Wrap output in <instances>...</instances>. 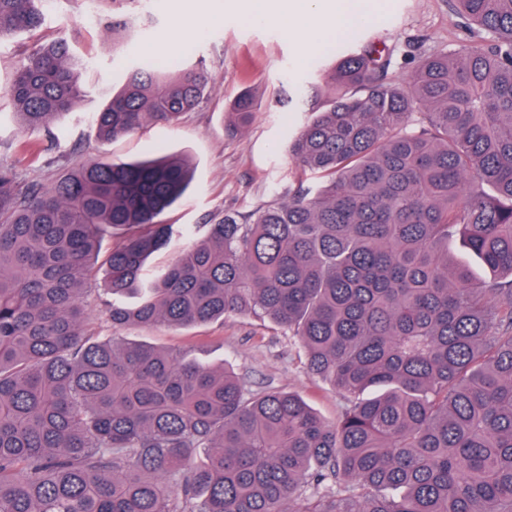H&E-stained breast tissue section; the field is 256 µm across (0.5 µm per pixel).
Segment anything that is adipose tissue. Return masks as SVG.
<instances>
[{
	"instance_id": "1",
	"label": "adipose tissue",
	"mask_w": 512,
	"mask_h": 512,
	"mask_svg": "<svg viewBox=\"0 0 512 512\" xmlns=\"http://www.w3.org/2000/svg\"><path fill=\"white\" fill-rule=\"evenodd\" d=\"M369 0H237L236 7L246 16L264 19L276 15L287 28L301 25L311 41L347 29L365 21L369 15Z\"/></svg>"
}]
</instances>
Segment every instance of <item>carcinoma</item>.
Listing matches in <instances>:
<instances>
[{
    "mask_svg": "<svg viewBox=\"0 0 512 512\" xmlns=\"http://www.w3.org/2000/svg\"><path fill=\"white\" fill-rule=\"evenodd\" d=\"M453 2L467 39L408 82L372 44L323 70L288 139L315 188L196 226L153 275L187 234L162 220L184 157L92 162L49 188L0 164V512H512V0ZM43 4L0 0V39L39 28ZM86 67L64 40L31 50L0 93L20 156L85 96ZM211 82L146 62L91 126H174ZM253 110L241 94L236 126ZM99 275L114 326L271 321L346 406L330 422L228 366L97 340L80 295Z\"/></svg>",
    "mask_w": 512,
    "mask_h": 512,
    "instance_id": "1",
    "label": "carcinoma"
}]
</instances>
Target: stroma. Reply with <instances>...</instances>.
Returning a JSON list of instances; mask_svg holds the SVG:
<instances>
[{
    "mask_svg": "<svg viewBox=\"0 0 512 512\" xmlns=\"http://www.w3.org/2000/svg\"><path fill=\"white\" fill-rule=\"evenodd\" d=\"M376 2L372 22L355 33L364 42L393 50V80L408 81L415 59L462 36L448 0ZM207 7L213 18L203 28H183L186 15ZM111 19L121 22L120 33L108 28ZM60 37L72 53L89 60L90 69L82 75L84 97L51 129V151L34 161L18 156L19 126L9 108H0V163L13 165L23 182L47 186L95 159L132 162L181 153L191 158L194 176L165 220L189 227L209 223L218 214L246 216L287 199L296 189L287 144L308 118L319 66L318 49L301 47L303 31L284 29L272 17L253 21L234 0H123L111 8L100 0H46L39 29L0 41V87L8 85L36 41ZM169 59L212 73L208 99L176 126L150 127L114 142L98 139L89 117L123 86L129 70L143 60ZM245 91L256 100L254 115L245 128L227 131V114ZM101 296L98 281L92 280L81 299L84 326L99 339L122 336L205 364H230L250 391L296 392L328 420L336 419L345 405L331 385L308 374L293 340L269 321L231 314L196 327H115L101 311Z\"/></svg>",
    "mask_w": 512,
    "mask_h": 512,
    "instance_id": "1",
    "label": "stroma"
}]
</instances>
